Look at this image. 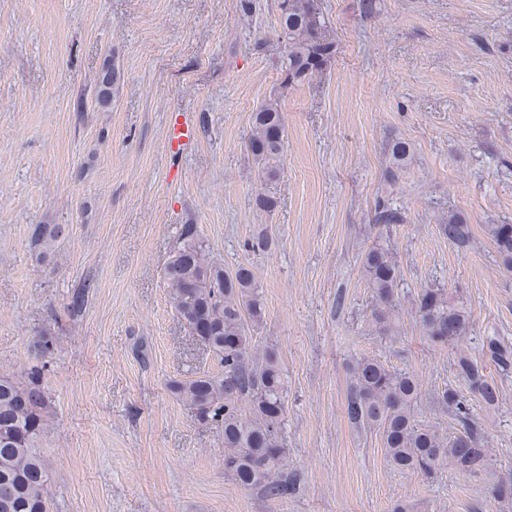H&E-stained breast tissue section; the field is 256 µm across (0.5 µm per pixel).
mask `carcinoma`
Returning <instances> with one entry per match:
<instances>
[{"label":"carcinoma","mask_w":512,"mask_h":512,"mask_svg":"<svg viewBox=\"0 0 512 512\" xmlns=\"http://www.w3.org/2000/svg\"><path fill=\"white\" fill-rule=\"evenodd\" d=\"M278 33L285 35V50L277 60L284 83H300L331 62L335 50L317 0H277ZM121 80L120 71L105 64L96 83V100L102 105L112 99ZM284 113L273 98L252 117L246 149L263 164L264 181L277 177L269 162L283 146ZM391 174L397 175L411 155L405 141L387 147ZM400 216L384 203H377L372 220L394 224ZM448 241L463 246L470 241L466 220L448 216L439 225ZM487 231L503 263L512 268V224H489ZM65 233L62 224H38L32 243L39 256L50 251ZM364 270L374 301L372 317L380 334L395 330V289L399 267L393 252L373 247L364 255ZM169 302L191 332L220 360L221 371L187 380H173L169 391L202 421L224 426V473L245 489H258L271 500L282 499L296 490L298 475L283 471L285 465L284 404L288 389L286 375L271 351L252 344L250 328L263 322L265 306L254 274L246 266L229 273L216 265L197 237L196 226L185 224L179 244L164 270ZM91 283L73 290L72 311H80L88 300ZM416 314L427 338L435 345L459 339L467 317L452 305L439 288L421 291ZM486 356L503 374L512 372V346L488 340ZM456 376L467 393L453 387L438 392L439 405L450 411L460 432L445 439L417 422L414 406L421 396L417 377L396 371L374 358L352 365L347 415L359 425L378 428L386 458L393 468L431 476L451 467L475 473L487 464L482 448L481 426L470 401L494 407L500 400L499 386L488 379L483 367L464 354L453 363ZM49 397L41 384V370L30 372L25 384L0 375V512H49V475L38 440L48 427Z\"/></svg>","instance_id":"carcinoma-1"}]
</instances>
